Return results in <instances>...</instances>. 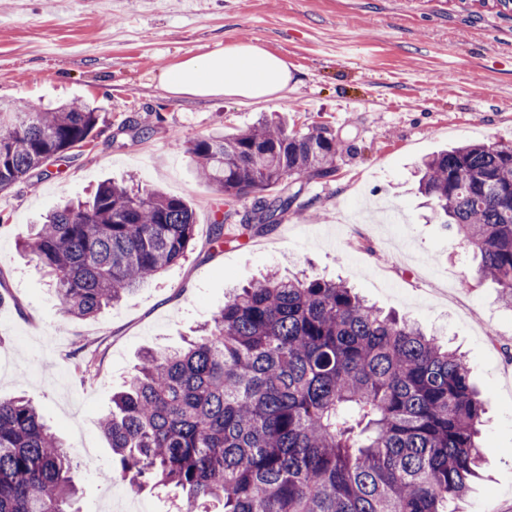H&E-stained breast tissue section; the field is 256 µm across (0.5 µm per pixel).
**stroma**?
I'll list each match as a JSON object with an SVG mask.
<instances>
[{
	"instance_id": "35a3bbf8",
	"label": "stroma",
	"mask_w": 512,
	"mask_h": 512,
	"mask_svg": "<svg viewBox=\"0 0 512 512\" xmlns=\"http://www.w3.org/2000/svg\"><path fill=\"white\" fill-rule=\"evenodd\" d=\"M242 41L287 60V98H173L159 87L185 54ZM0 99L101 112L89 146L0 192V398L25 396L63 438L75 512L117 501L185 512L181 492L130 487L100 420L144 349L182 346L230 288L270 271L346 282L459 347L487 402L490 449L461 512H512V366L485 335L492 327L512 344V312L432 219L414 176L450 146L512 142V11L494 0H0ZM262 117L327 129L344 150L333 176L304 181L277 224L250 232L238 215L253 196L225 202L185 146ZM107 179L182 198L196 234L185 261L77 320L16 243L62 199ZM219 218L220 248L210 241Z\"/></svg>"
}]
</instances>
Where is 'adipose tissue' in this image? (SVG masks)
<instances>
[{
	"mask_svg": "<svg viewBox=\"0 0 512 512\" xmlns=\"http://www.w3.org/2000/svg\"><path fill=\"white\" fill-rule=\"evenodd\" d=\"M292 80L287 60L254 43L189 54L163 69L162 90L176 97L283 98Z\"/></svg>",
	"mask_w": 512,
	"mask_h": 512,
	"instance_id": "obj_1",
	"label": "adipose tissue"
}]
</instances>
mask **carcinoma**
I'll use <instances>...</instances> for the list:
<instances>
[{
  "mask_svg": "<svg viewBox=\"0 0 512 512\" xmlns=\"http://www.w3.org/2000/svg\"><path fill=\"white\" fill-rule=\"evenodd\" d=\"M98 109L0 101V191L94 137ZM341 141L261 121L188 143L204 182L254 195L262 230L299 193L288 181L336 172ZM439 223L512 310V143L463 144L419 167ZM189 205L105 182L33 225L18 249L51 277L62 310L87 319L187 257ZM484 402L464 356L367 304L342 282L275 272L224 300L201 334L148 350L112 396L101 432L131 486L211 499L224 512H457L489 449ZM63 442L22 396L0 399V512H72Z\"/></svg>",
  "mask_w": 512,
  "mask_h": 512,
  "instance_id": "obj_1",
  "label": "carcinoma"
}]
</instances>
